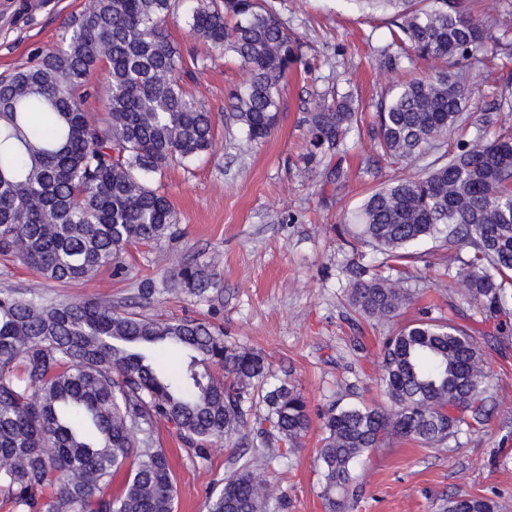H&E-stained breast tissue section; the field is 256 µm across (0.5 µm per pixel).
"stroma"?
Listing matches in <instances>:
<instances>
[{"mask_svg":"<svg viewBox=\"0 0 512 512\" xmlns=\"http://www.w3.org/2000/svg\"><path fill=\"white\" fill-rule=\"evenodd\" d=\"M85 0H0V74L26 63L35 48L51 45L64 21ZM277 11L301 43L302 62L281 91L279 122L266 142L240 148L243 134L227 124L228 91L246 77L230 55L190 37L187 4L166 22L170 39L185 60L205 70L190 89L212 113L217 145L189 168H175L163 190L177 214V234L142 245L127 257V275L100 268L89 280L62 286L0 255V290L41 289L47 300L99 298L133 312L197 319L224 330V341L265 354L276 377L290 379L304 393L311 424L299 447L267 468L274 497L285 512H325L319 492L316 454L323 437L322 412L336 400L339 385H353L357 397L385 404L377 385L381 344L411 320L455 313L476 336L492 377L494 408L478 429L462 430L444 448H423L393 438L370 453L360 472L363 490L353 512H444L450 498L478 493L498 512H512V340L489 337V327L460 296L449 294L448 252L425 241L422 261L400 267L418 281L420 294L391 321H375L348 303L349 266H381L383 256L353 238V216L367 196L394 176L418 174L425 161L394 163L376 146L373 115L395 84L427 72L431 64L401 60L390 67L389 28L394 7L360 0H274ZM471 65L467 80L476 91L478 113L499 107L512 125V86L502 72ZM351 93L362 113L346 139L341 163L350 171L338 184L330 164L303 170L300 155L305 119L330 91ZM214 264L220 285L207 297L169 291L179 264ZM175 477V512H207L213 487L253 456L250 448L217 442L204 457L185 447L171 426L159 429Z\"/></svg>","mask_w":512,"mask_h":512,"instance_id":"1","label":"stroma"}]
</instances>
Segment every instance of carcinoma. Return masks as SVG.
<instances>
[{
	"instance_id": "obj_1",
	"label": "carcinoma",
	"mask_w": 512,
	"mask_h": 512,
	"mask_svg": "<svg viewBox=\"0 0 512 512\" xmlns=\"http://www.w3.org/2000/svg\"><path fill=\"white\" fill-rule=\"evenodd\" d=\"M177 0H86L50 48L0 76V252L47 281H84L103 266L125 269L130 248L176 234V212L155 182L213 152L212 113L188 92L194 78L164 30ZM404 5L391 21L390 58L413 53L452 68L412 78L377 113L383 153L413 163L465 127L475 99L457 67L488 38L465 0H369ZM188 33L235 55L247 78L230 91L227 119L249 146L279 121L280 88L302 62L298 38L269 0H196ZM106 70L98 87L91 76ZM102 98L101 112L86 102ZM488 109L458 152L416 176L392 177L354 217L357 239L401 261L429 238L470 249L448 274V292L473 303L512 339V127ZM300 155L308 170L344 150L358 111L347 94L319 102L306 118ZM349 301L378 320L398 315L416 289L358 266ZM184 293L216 286L208 263L173 270ZM224 371L218 378L215 369ZM378 368L386 406L347 402L323 419L319 496L325 512H350L359 468L389 436L446 448L465 426L487 420L489 370L468 329L421 318L385 338ZM259 352L224 344L198 320L120 310L107 300L48 302L35 288L0 291V494L16 512H174V473L157 432L172 426L202 457L217 441L233 448L260 439L254 461L224 478L208 512H279L263 463L297 447L310 426L304 394L286 379L268 383ZM122 477L117 493L110 488ZM464 494L448 512H495Z\"/></svg>"
}]
</instances>
